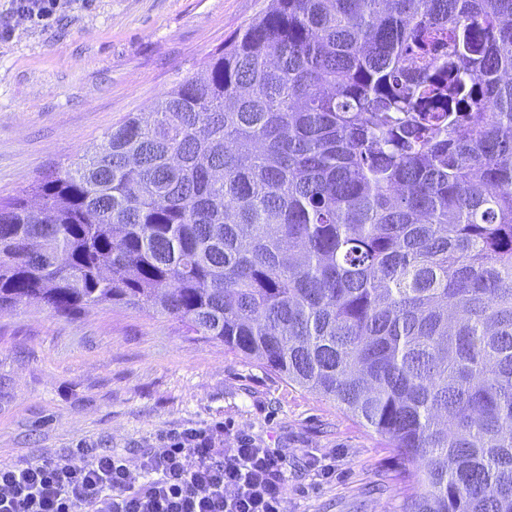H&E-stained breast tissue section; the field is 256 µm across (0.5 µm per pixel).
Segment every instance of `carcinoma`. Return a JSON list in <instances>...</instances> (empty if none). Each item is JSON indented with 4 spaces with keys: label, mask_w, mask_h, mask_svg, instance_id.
<instances>
[{
    "label": "carcinoma",
    "mask_w": 512,
    "mask_h": 512,
    "mask_svg": "<svg viewBox=\"0 0 512 512\" xmlns=\"http://www.w3.org/2000/svg\"><path fill=\"white\" fill-rule=\"evenodd\" d=\"M168 316L336 402L405 512H512V0H269L0 201V311Z\"/></svg>",
    "instance_id": "obj_1"
}]
</instances>
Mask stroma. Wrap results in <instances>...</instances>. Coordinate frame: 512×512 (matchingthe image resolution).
I'll return each mask as SVG.
<instances>
[{"instance_id": "stroma-1", "label": "stroma", "mask_w": 512, "mask_h": 512, "mask_svg": "<svg viewBox=\"0 0 512 512\" xmlns=\"http://www.w3.org/2000/svg\"><path fill=\"white\" fill-rule=\"evenodd\" d=\"M268 0H72L0 41V199L75 161L128 113L194 76ZM286 458L284 512H403L414 467L335 402L139 308L0 313V460L86 443L135 457L186 427Z\"/></svg>"}]
</instances>
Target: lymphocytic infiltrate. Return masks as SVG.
I'll list each match as a JSON object with an SVG mask.
<instances>
[{"label": "lymphocytic infiltrate", "instance_id": "1", "mask_svg": "<svg viewBox=\"0 0 512 512\" xmlns=\"http://www.w3.org/2000/svg\"><path fill=\"white\" fill-rule=\"evenodd\" d=\"M286 459L211 430L167 433L128 459L78 444L59 458L0 462V512H282Z\"/></svg>", "mask_w": 512, "mask_h": 512}]
</instances>
